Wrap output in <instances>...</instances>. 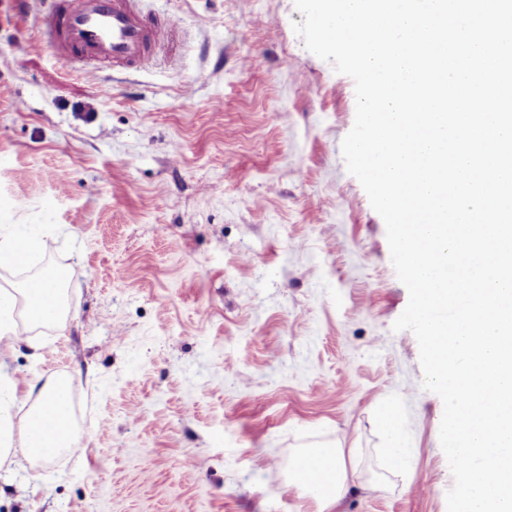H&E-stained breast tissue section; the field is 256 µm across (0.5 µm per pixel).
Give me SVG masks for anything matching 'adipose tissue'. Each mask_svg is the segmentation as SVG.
Returning a JSON list of instances; mask_svg holds the SVG:
<instances>
[{"mask_svg":"<svg viewBox=\"0 0 512 512\" xmlns=\"http://www.w3.org/2000/svg\"><path fill=\"white\" fill-rule=\"evenodd\" d=\"M43 252L40 234L18 229L14 237L0 240V267L14 268L16 260L31 262ZM69 308L60 273L44 266L23 282L0 285V469L20 465L22 460L55 459L72 447V406L67 395L69 380L55 377L29 385V411L15 417V380L6 360L20 342L21 332L67 319ZM35 419L48 421L42 435L31 433ZM288 484L303 491L319 505V512H342L349 484L345 448L322 444L313 452H299L292 464Z\"/></svg>","mask_w":512,"mask_h":512,"instance_id":"obj_1","label":"adipose tissue"}]
</instances>
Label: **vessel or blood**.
Masks as SVG:
<instances>
[{"label":"vessel or blood","instance_id":"b4317fda","mask_svg":"<svg viewBox=\"0 0 512 512\" xmlns=\"http://www.w3.org/2000/svg\"><path fill=\"white\" fill-rule=\"evenodd\" d=\"M37 23V48L87 76L142 69L180 47L179 24L145 14L141 0H44Z\"/></svg>","mask_w":512,"mask_h":512}]
</instances>
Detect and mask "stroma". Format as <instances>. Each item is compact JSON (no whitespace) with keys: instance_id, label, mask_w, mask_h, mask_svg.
I'll return each instance as SVG.
<instances>
[{"instance_id":"stroma-1","label":"stroma","mask_w":512,"mask_h":512,"mask_svg":"<svg viewBox=\"0 0 512 512\" xmlns=\"http://www.w3.org/2000/svg\"><path fill=\"white\" fill-rule=\"evenodd\" d=\"M142 7L182 22V55L89 78L0 0V225L43 234L70 309L8 364L23 411L32 380L71 376L77 446L0 476V512H318L289 464L336 442L343 512H447L443 402L392 329L409 293L341 151L352 78L294 0ZM382 426L388 436L389 446L386 448L391 467L401 465L405 461L406 448L403 430V419L393 409H389L381 419Z\"/></svg>"}]
</instances>
